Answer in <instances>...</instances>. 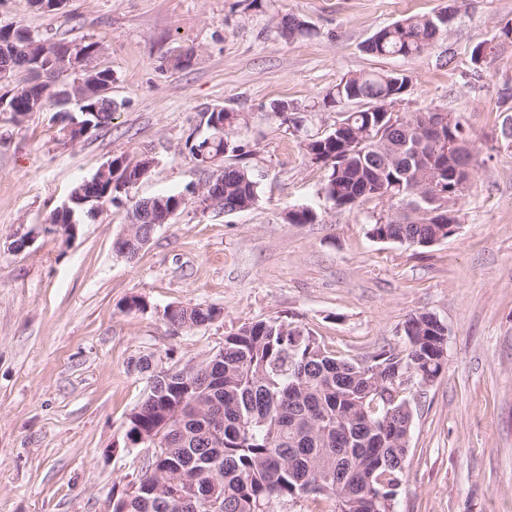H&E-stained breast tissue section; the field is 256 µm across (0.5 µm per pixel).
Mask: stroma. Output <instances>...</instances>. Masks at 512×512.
<instances>
[{"instance_id": "obj_1", "label": "stroma", "mask_w": 512, "mask_h": 512, "mask_svg": "<svg viewBox=\"0 0 512 512\" xmlns=\"http://www.w3.org/2000/svg\"><path fill=\"white\" fill-rule=\"evenodd\" d=\"M448 0H67L49 16L29 0H0V28L96 41L110 69L115 108L106 131L62 147L53 140L76 101L13 122L0 112V512H105L113 487L139 473L148 451L126 439V419L147 382L133 363L199 364L240 325L279 319L305 327L329 350L360 361L405 341L417 311L447 329L441 378L413 387V432L395 512H512V148L499 129L512 115V0H462L454 26L416 59L363 51L378 29L429 14ZM309 32L282 39L273 14ZM490 43L480 76L471 51ZM193 49L189 64L172 57ZM401 71L410 85L394 110L431 107L462 117L481 164L457 202L459 227L420 249L369 236L396 204L354 208L327 200L323 164L304 140L341 114L319 102L341 78ZM302 110L301 127L272 117L274 103ZM248 113L240 138L262 173L258 203L224 214L187 198L138 257L115 240L137 201L181 193L209 176L185 143L213 108ZM151 173L121 204L82 216L72 237L49 217L76 183L109 159L141 155ZM318 219L292 224L290 209ZM142 297L147 308L129 312ZM215 306L219 320L172 334L170 305Z\"/></svg>"}]
</instances>
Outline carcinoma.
<instances>
[{"label": "carcinoma", "instance_id": "obj_1", "mask_svg": "<svg viewBox=\"0 0 512 512\" xmlns=\"http://www.w3.org/2000/svg\"><path fill=\"white\" fill-rule=\"evenodd\" d=\"M453 8L385 26L364 50L383 58L418 57L448 36L443 16ZM276 29L286 40L308 33L305 22L291 14L282 16ZM61 47L22 27L0 28V67L7 77L20 69L35 76L0 94V112L16 121L67 94L80 99L78 112L63 118L54 134L65 146L109 128L114 107L94 90L95 84L112 81L109 69L85 72L79 84L57 88V78L68 71L61 66ZM408 82L403 72L341 79L322 106L344 109L342 119L327 133L305 139V147L326 166L322 190L334 204L352 208L376 197L408 210L370 225L372 238L426 248L448 238L449 224L435 222L433 213L453 211L463 190L448 188V177L435 174L448 159L425 131L437 110L402 118L372 111L399 100ZM353 103L360 109L345 110ZM206 115L207 134L186 142L200 165L209 159L213 168L214 188H204L197 199L207 205L215 189L229 210H247L258 201V177L247 165L221 162L229 154L249 155L235 139L249 116L224 108ZM153 163L146 155L135 161L120 155L112 158V169L131 184ZM110 184L91 178L73 191L118 203V196L107 192ZM184 202L180 194L162 195L154 198V208L173 215ZM221 315L213 306L181 305L166 308L163 320L190 331ZM404 335V347L383 348L358 362L328 351L299 326L258 320L224 336V345L185 382L182 368L166 367L172 372L168 379L153 356L139 358L134 368L152 386L129 413L126 436H146L144 447L152 452L136 477L135 495L112 488V512H180L177 491L194 497L187 512H274L276 504L321 512L323 500L333 502L330 512H394L413 430L403 375L431 384L447 363V332L435 315H410Z\"/></svg>", "mask_w": 512, "mask_h": 512}]
</instances>
